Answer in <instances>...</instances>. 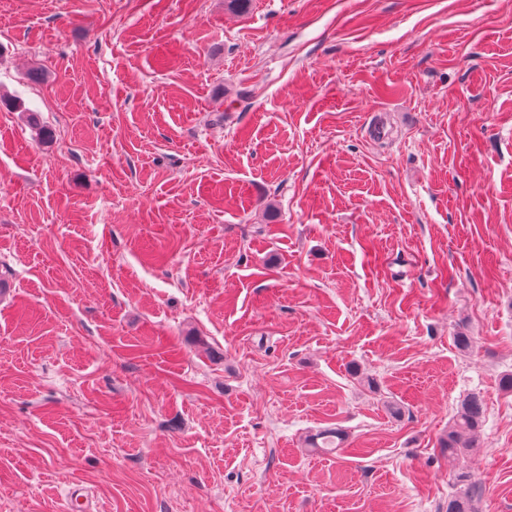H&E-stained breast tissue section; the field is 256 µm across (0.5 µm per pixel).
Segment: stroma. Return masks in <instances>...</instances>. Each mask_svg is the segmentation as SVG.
<instances>
[{
  "instance_id": "stroma-1",
  "label": "stroma",
  "mask_w": 512,
  "mask_h": 512,
  "mask_svg": "<svg viewBox=\"0 0 512 512\" xmlns=\"http://www.w3.org/2000/svg\"><path fill=\"white\" fill-rule=\"evenodd\" d=\"M0 279V512H512V0H0ZM485 415L480 395L471 393L464 398L448 428L441 448L448 451V459L455 460L474 448H479ZM453 480L458 487L455 495L448 499V512H476L474 490L477 481L464 470H458L453 474Z\"/></svg>"
}]
</instances>
